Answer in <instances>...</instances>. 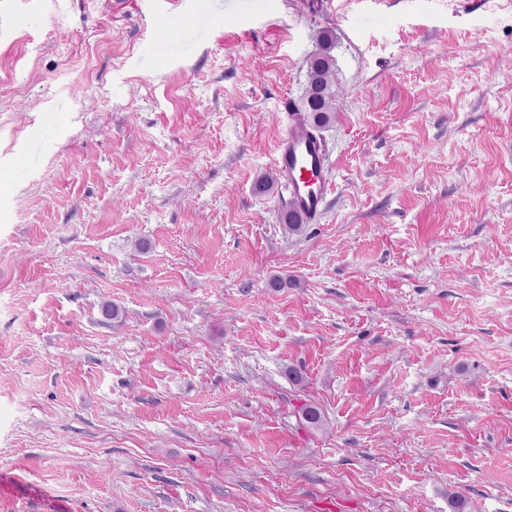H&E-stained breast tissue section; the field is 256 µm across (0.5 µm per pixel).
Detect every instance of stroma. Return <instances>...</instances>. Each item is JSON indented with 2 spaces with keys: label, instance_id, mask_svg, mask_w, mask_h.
Returning <instances> with one entry per match:
<instances>
[{
  "label": "stroma",
  "instance_id": "1",
  "mask_svg": "<svg viewBox=\"0 0 512 512\" xmlns=\"http://www.w3.org/2000/svg\"><path fill=\"white\" fill-rule=\"evenodd\" d=\"M113 2L0 0V512H512V0ZM325 49L322 53L311 58L308 65V84L302 104L297 105V112L301 113L310 125L313 122L318 128L331 121L336 100V85L333 82L332 72L334 59L330 54L331 36H323ZM279 103L288 116V127L275 144L273 164L288 188L286 208L299 212L307 223H315L322 217L330 193L324 175V143L291 112L293 106L286 97ZM289 209L283 219L291 230H299L303 222Z\"/></svg>",
  "mask_w": 512,
  "mask_h": 512
}]
</instances>
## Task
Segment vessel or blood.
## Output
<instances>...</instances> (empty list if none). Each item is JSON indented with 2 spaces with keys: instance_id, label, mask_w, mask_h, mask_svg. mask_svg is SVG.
<instances>
[{
  "instance_id": "b4317fda",
  "label": "vessel or blood",
  "mask_w": 512,
  "mask_h": 512,
  "mask_svg": "<svg viewBox=\"0 0 512 512\" xmlns=\"http://www.w3.org/2000/svg\"><path fill=\"white\" fill-rule=\"evenodd\" d=\"M280 106L288 114V127L275 144L273 164L288 188L287 208L311 224L322 217L330 192L324 175V143L293 113L288 99H281Z\"/></svg>"
}]
</instances>
